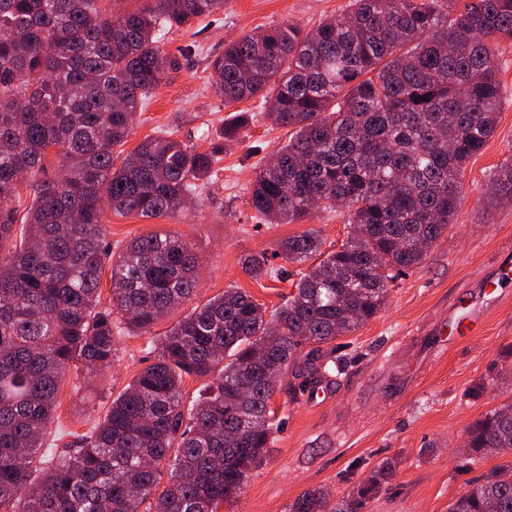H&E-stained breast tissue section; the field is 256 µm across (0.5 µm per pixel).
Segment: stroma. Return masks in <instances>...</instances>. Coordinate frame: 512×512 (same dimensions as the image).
<instances>
[{
    "label": "stroma",
    "instance_id": "obj_1",
    "mask_svg": "<svg viewBox=\"0 0 512 512\" xmlns=\"http://www.w3.org/2000/svg\"><path fill=\"white\" fill-rule=\"evenodd\" d=\"M349 0H224V10L170 32L164 40L176 67L167 85L150 97L123 146L133 150L160 132L198 149L219 135L235 112L248 118L242 141L230 145L221 171L204 189L202 209L182 217L142 218L107 213V243L120 254L135 237L172 231L200 255L203 267L194 303L165 319L172 326L194 304L234 287L268 311L286 303L298 265L277 257L278 243L303 229H318L324 250L338 248L350 226L340 212H314L303 224H269L248 204V187L262 159L284 145L287 129L272 126L257 102L229 108L213 91L211 59L225 43L284 21L315 28L343 12ZM501 105L494 136L471 158L462 176L461 200L447 231L424 264L400 276L384 307L369 322L336 339L342 373L301 384L283 371L271 399L278 429L266 462L249 476L235 500L219 512H287L305 491L329 488L333 500L386 461L396 472L361 512H448L449 502L482 474L512 462L492 455L480 463L464 449L468 428L486 412L512 403V294L485 307L484 331L468 340L438 335L456 316L462 296H476L497 260L512 253V203L485 204L489 179L512 163V42L499 47ZM273 254V275L253 279L241 258ZM109 370L67 372L50 426L65 449L88 432L107 405L153 360L143 336L122 337Z\"/></svg>",
    "mask_w": 512,
    "mask_h": 512
}]
</instances>
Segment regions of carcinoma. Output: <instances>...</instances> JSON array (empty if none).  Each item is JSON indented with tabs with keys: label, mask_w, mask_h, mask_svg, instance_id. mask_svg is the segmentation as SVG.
<instances>
[{
	"label": "carcinoma",
	"mask_w": 512,
	"mask_h": 512,
	"mask_svg": "<svg viewBox=\"0 0 512 512\" xmlns=\"http://www.w3.org/2000/svg\"><path fill=\"white\" fill-rule=\"evenodd\" d=\"M350 0L310 31L283 21L224 47L210 66L229 107L260 98L287 144L257 169L250 207L269 224L312 209L344 210L338 249L319 231L272 254L242 257L260 279L270 257L318 262L298 273L273 314L240 288L153 329L196 293L202 259L174 232L131 240L111 258L104 208L143 218L202 205L227 143L224 123L200 151L167 133L114 165L138 112L175 67L168 31L224 0H146L114 13L105 0H0V512H218L269 452L276 385L263 368L336 363L332 343L385 305L389 286L420 267L448 229L466 163L498 125L499 43L512 40V0ZM60 159L47 175V158ZM32 204L17 224L20 185ZM512 201V164L491 178L490 204ZM146 336L153 362L112 398L63 455L43 447L62 380L78 365L112 367L123 335ZM206 380L184 401V378ZM471 461L512 453V403L468 429ZM391 462L331 504L306 491L288 512H360ZM167 481H162V475ZM448 512H512V463L482 475Z\"/></svg>",
	"instance_id": "cac0c4a2"
}]
</instances>
